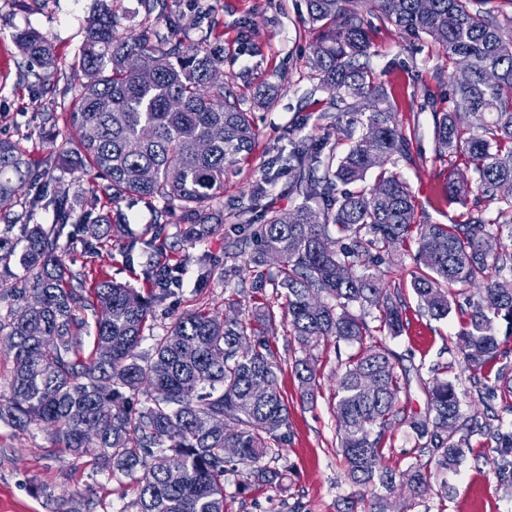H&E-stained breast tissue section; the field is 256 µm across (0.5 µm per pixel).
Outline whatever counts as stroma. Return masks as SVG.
Listing matches in <instances>:
<instances>
[{
  "label": "stroma",
  "instance_id": "stroma-1",
  "mask_svg": "<svg viewBox=\"0 0 512 512\" xmlns=\"http://www.w3.org/2000/svg\"><path fill=\"white\" fill-rule=\"evenodd\" d=\"M98 0H0V138L18 141L37 171L46 172L47 192L62 188L75 204L93 203L112 213V234L92 237L77 233L63 241V257L73 269L85 270L88 281L109 278L149 292L153 286L144 271L146 257H154L182 272L183 285L158 304L141 354H149L153 339L162 335L179 314L202 306L217 318L245 316L259 303L275 300L274 288L256 291L254 274L239 260L236 275L225 276V248L242 236L247 219L265 210L288 211L297 200L289 194L292 173L288 153L323 135L321 112L333 109L334 91L322 88L308 59L316 33L307 20L305 0H166L165 7L146 14L141 0H112L118 18L117 38L152 30L193 44L200 32L211 31L212 44L224 48L223 78L251 112L258 136L252 153L224 180V196L211 209L217 228L193 247L183 244L184 226L170 217L156 238L146 232L160 202L112 200L93 170L58 168L53 143L77 142L69 122L72 101L85 77L76 57L85 39L86 23ZM358 9L373 27L367 63L376 82L387 90L405 128L414 129L409 157L393 156L388 168L409 184L420 224H457L473 212L472 202L448 198V184L470 169L463 154L439 151L433 136L435 114L448 106L449 76L454 67L442 47L430 39L410 40L395 26L381 22L368 0ZM32 28L51 42L54 68L40 75L28 72L12 40L14 33ZM277 88L270 104L254 103L260 81ZM150 250H142L143 242ZM416 244L383 253L377 272L388 291L403 303L404 328L399 336L379 335L410 369L411 385L400 398L399 414L386 430L384 463L403 473L413 463L426 462L428 453L409 426L412 415L426 407L424 388L434 366L447 367L465 397L463 419L477 418L485 433L474 435L472 450L457 471L436 473L431 487L419 499L403 490L391 497L393 512H512V471L502 472L494 432H512V393L481 402L471 371L464 367L457 335L463 317L460 306L477 299L479 288L464 287L459 307L447 318L422 315L411 289ZM211 270L202 282V270ZM269 340L282 370L278 387L288 402V437L282 453L291 470L277 487L245 484L240 473L224 477V512H338L342 499L358 493L343 461L333 411L338 356L354 349L322 347L314 352L319 384L314 402H303L291 370L301 349L282 324H274ZM136 497L130 479L97 472L90 458L70 455L50 429L30 426L20 431L0 423V512H124Z\"/></svg>",
  "mask_w": 512,
  "mask_h": 512
}]
</instances>
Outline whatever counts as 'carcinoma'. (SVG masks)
<instances>
[{
	"instance_id": "cac0c4a2",
	"label": "carcinoma",
	"mask_w": 512,
	"mask_h": 512,
	"mask_svg": "<svg viewBox=\"0 0 512 512\" xmlns=\"http://www.w3.org/2000/svg\"><path fill=\"white\" fill-rule=\"evenodd\" d=\"M377 18L414 39H432L448 62H467L452 74L448 110L439 113V149L466 156L474 177L448 184V198L484 202L512 198V31L485 15L482 0H371ZM308 22L317 31L310 66L321 85L352 100L363 133L348 136L341 158L329 137L288 155L295 170L291 191L299 203L247 225L231 242L235 254L257 244L254 262L277 258L270 278L282 289L281 322L305 356L294 361L302 400L314 402L316 373L311 352L330 343L356 344L339 378L336 421L348 475L369 489L370 499L347 498L339 512H390L396 475L382 464L381 439L398 413L409 370L374 342V333L400 335L402 307L372 273L380 251L414 238L410 285L421 309L434 319L452 311L454 285L481 284L458 334L465 367L480 374L501 354L493 321L512 329V291L500 276L512 273L503 258V237L512 240V209L463 224H417L406 181L385 168L393 155L410 152L415 132L396 119L380 86L360 59L370 49L371 26L354 0H307ZM117 18L103 4L90 16L78 65L85 82L75 94L69 122L79 131L71 147L55 145L62 166L89 167L106 181L112 199L160 200L155 232L172 210L180 213L188 241L214 231L210 205L224 196V175L251 154L257 136L250 113L226 84L214 81L224 67V48L210 35L186 46L150 35L115 39ZM31 67L55 65L48 39L35 29L13 35ZM472 130L461 126V114ZM374 184L336 196V186ZM38 175L19 142L0 139V200H46L35 190ZM51 224H6L0 229V336L12 353L10 397L0 402V422L19 429L53 427L70 452L92 458L96 469L136 481L135 512H224V475L237 460L246 479L271 486L288 427V403L278 388L281 364L268 327L274 307L261 303L248 319L222 320L203 309L176 318L154 339L153 352H138L154 305L167 296L169 268L148 258L145 273L155 291L145 296L117 281L86 286L85 274L68 266L61 238L82 215L62 195L51 200ZM363 268L356 275L354 265ZM358 306L356 315L350 307ZM81 309L95 313L94 349L83 356ZM512 380L504 370L484 376L480 390L494 399ZM424 415L411 418L436 468L457 469L471 449L474 427L460 422L456 383L434 374L426 388ZM177 469L182 480L171 483ZM414 497L431 479L427 465L405 472Z\"/></svg>"
}]
</instances>
